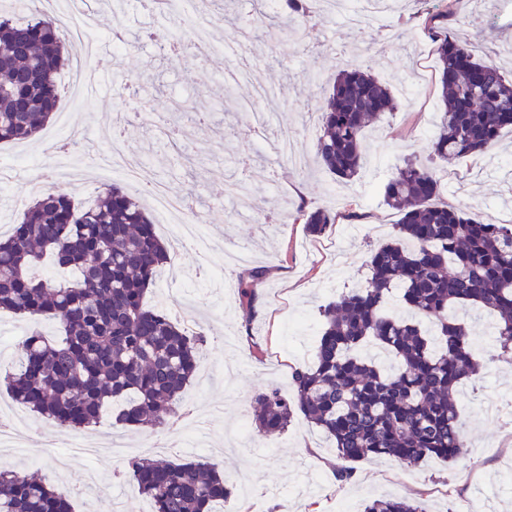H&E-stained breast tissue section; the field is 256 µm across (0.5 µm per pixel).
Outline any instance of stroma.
I'll return each mask as SVG.
<instances>
[{"instance_id": "1", "label": "stroma", "mask_w": 512, "mask_h": 512, "mask_svg": "<svg viewBox=\"0 0 512 512\" xmlns=\"http://www.w3.org/2000/svg\"><path fill=\"white\" fill-rule=\"evenodd\" d=\"M98 24L102 31L125 27L135 41L126 53L99 56L97 68L105 81L90 97L71 109L74 98L67 73L57 79L59 112H70L72 122L91 128V149L107 150L113 132L114 104L128 85L139 94L131 107L148 104L159 118L170 119L174 108L191 106L210 118L209 128L171 146L155 131L131 124L127 136L140 155L141 178L164 184L174 195L194 194L187 209L188 222L204 221L215 249L210 263L224 267L235 281L237 267H225L224 253L244 249L249 260L273 266L274 272L260 288L255 339L262 360L251 357L242 332L238 302L232 295L212 296L204 286L199 257L182 248L173 256L177 283L166 288L154 284L148 305L173 311L183 309L189 333L205 334L201 367L205 379H194L183 394L182 423L208 419V442L219 449L216 459L232 483L247 481L256 495L255 512H336L339 502L361 512L365 501L381 496L419 498L432 512H512V349L501 348L496 334L487 332V310L471 308L465 318L472 324L475 353L484 366L473 385L458 391L457 409L468 445L465 461L455 464L429 459L419 464L398 460L356 463L350 480L339 481L334 450L324 434L303 420L287 431L269 437L251 430V446H228L225 434L250 411L256 389L274 384L290 392V368L311 363L321 328V306L341 292L364 286L370 246L387 239L399 213L383 200V188L408 157H424L435 131V108L440 96L434 45L424 33L422 15L438 0H383L371 26L353 30L333 16L312 25L305 42L282 38L273 44L245 43L243 74L235 95L219 102L211 95L216 86L218 62L184 50L174 61L163 60L159 47L169 45L174 34L192 37L189 28L156 14L148 0H99ZM216 38L235 43L243 28L255 20L253 0H230L227 10H209ZM455 33L474 44L480 58L492 59L512 79V0H495L475 10H463L453 25ZM359 65L371 70L394 92L397 108L369 129L362 142L364 165L346 186L337 183L316 162L314 134L321 117L316 109L321 89L340 69ZM422 80L427 96L407 99L408 82ZM269 91L262 108L274 131H295L306 154V165L295 168L269 158L266 149L254 147L243 131L251 121L241 104L256 86ZM51 128L22 143L24 159L12 180L0 185V232L10 231L25 204L35 198V186L55 157ZM245 175L253 194V209L263 223L242 219L228 195L230 174ZM440 201L463 207L488 218L512 198V132L504 131L493 150L441 165ZM356 204L372 229L363 237L335 224L324 235L309 236L304 225L288 218L293 206L328 207L346 212ZM39 423L50 447L34 445L37 466L55 489L67 492L70 482L92 468L108 481V488L84 484L82 497L74 499L73 512H154L151 501L131 482L117 479L119 458L91 462L74 459L60 470L58 459L76 437L89 442L109 439L115 426L104 415L95 426L75 431L53 420Z\"/></svg>"}]
</instances>
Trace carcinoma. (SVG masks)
Segmentation results:
<instances>
[{"label":"carcinoma","instance_id":"obj_1","mask_svg":"<svg viewBox=\"0 0 512 512\" xmlns=\"http://www.w3.org/2000/svg\"><path fill=\"white\" fill-rule=\"evenodd\" d=\"M460 0L426 12L435 45L441 96L427 160L410 157L384 187L401 215L387 242L368 251L367 284L321 308V333L310 365L291 371L295 399L275 385L253 396V422L280 435L298 413L334 444L337 478L352 464L392 458L409 463L436 457L455 462L466 448L454 401L462 381L479 373L471 328L455 311L480 306L494 313L503 347L512 344V224L475 218L437 202L435 164L461 160L496 145L512 130V82L499 66L476 58L448 31ZM25 21L0 17V143L36 136L58 106L55 75L69 65V41L55 19L32 10ZM254 29L266 42L306 33L310 0H280L270 12L255 0ZM481 83L473 86L471 75ZM390 88L370 71L349 66L322 92V122L314 143L322 168L352 181L362 168L365 130L393 111ZM312 236L337 223L336 211L299 205L289 214ZM72 280H44L32 271L44 259ZM170 260L141 202L117 185L92 205L75 206L56 190L32 202L0 237V310L59 323L62 339L39 332L21 340L17 366L5 373L12 397L63 428L98 423L108 405L115 423L164 429L201 362L206 336H193L165 311L145 303L157 272ZM268 267L243 269L236 281L244 324L258 314V287ZM402 292L409 318L387 313L392 289ZM393 358L385 366L362 353L367 343ZM154 504L155 512H212L232 486L215 463L126 459L119 471ZM0 512H72L47 478L0 469ZM363 512H429L422 500L390 496Z\"/></svg>","mask_w":512,"mask_h":512}]
</instances>
